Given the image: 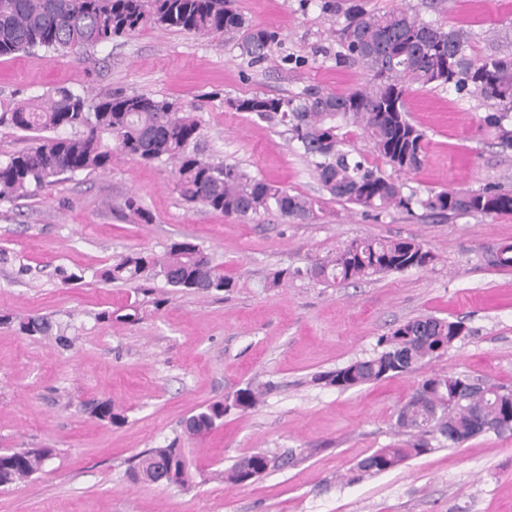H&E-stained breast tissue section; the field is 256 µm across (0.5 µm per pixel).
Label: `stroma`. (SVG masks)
I'll return each mask as SVG.
<instances>
[{
	"instance_id": "1",
	"label": "stroma",
	"mask_w": 512,
	"mask_h": 512,
	"mask_svg": "<svg viewBox=\"0 0 512 512\" xmlns=\"http://www.w3.org/2000/svg\"><path fill=\"white\" fill-rule=\"evenodd\" d=\"M324 0H231L247 29L277 32L266 61L243 54L245 31L194 35L149 27L91 51L90 62L42 51L0 57V112L57 87L146 93L194 112L200 156L237 164L250 176L317 201L316 218L288 223L274 213L226 217L184 203L171 165L114 160L35 195L0 202V314H47L66 335L64 349L0 325V450L49 446L47 471L0 488V512H512V430L485 432L461 445L432 443L426 454L357 482L340 480L352 464L396 443L398 408L431 374H465L512 389V269L491 266L512 243V215L366 213L332 198L290 139L287 126L230 108L251 95L292 96L310 87L345 93L365 84L358 67L337 65L342 16ZM407 3L424 19L475 33L476 54L512 41V0H365L385 12ZM504 106L424 89L407 101L426 135V158L402 180L420 196L498 184L512 189V149L485 123ZM135 198L143 223L124 206ZM358 238H408L431 250L427 267L329 286L303 277L261 285L276 268H306ZM203 245L233 293H185L155 280L149 293L105 284L104 266L175 241ZM81 280L62 283L59 269ZM164 306L132 326L97 321L131 301ZM433 315L466 326L452 348L410 373L341 391L315 374L373 355L380 336ZM266 387L253 412L187 443L199 477L188 490L127 475L136 456L170 443L200 405L246 384ZM109 400L125 423L85 411ZM270 452L280 465L251 484L216 480L243 456Z\"/></svg>"
}]
</instances>
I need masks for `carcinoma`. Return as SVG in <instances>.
<instances>
[{
	"label": "carcinoma",
	"mask_w": 512,
	"mask_h": 512,
	"mask_svg": "<svg viewBox=\"0 0 512 512\" xmlns=\"http://www.w3.org/2000/svg\"><path fill=\"white\" fill-rule=\"evenodd\" d=\"M340 51L336 64L356 65L367 82L346 93L308 88L288 97L253 95L228 101L237 112L254 113L288 126L291 139L314 164L316 177L333 197L381 213L389 209L412 211L413 206L439 215H512V191L486 185L478 190H455L418 196L406 184L384 176L367 159L353 154L342 126L365 134L374 153L400 173H410L424 162L425 134L407 118L406 99L414 92L442 88L464 96H479L512 105V44L492 54L473 53L474 34L448 29L423 19L410 7L384 13L351 0L343 11ZM175 28L199 35L238 32L245 27L242 14L228 0H0V57H16L38 50L88 57V51L146 27ZM277 34L255 27L242 44L251 59L268 57ZM509 112H492L486 123L500 144L512 147ZM36 133L34 143L0 161V201L28 196L83 171H107L112 161L127 157L144 163L173 165L174 188L187 204L214 213L248 218L275 212L285 221L304 222L314 203L304 195L247 175L237 165L213 162L191 149L199 124L194 113L167 98L118 93L94 98L65 87L14 104L0 113V122ZM435 256L413 239H355L332 257L316 260L296 276L327 284L356 281L369 276L423 268ZM162 277L177 291H227L237 287L233 277L213 263L202 245L175 241L159 256L139 251L103 267L104 283H145ZM147 311L136 304L98 313L111 325H134ZM1 324H13L23 336L52 338L61 347L72 345L48 318L30 314L0 315ZM460 321L420 316L401 324L379 339L381 351L319 376L339 390H348L384 378L406 374L444 355L463 334ZM465 376L435 374L424 379L398 410V432L413 441L379 448L363 457L343 475L348 482L389 471L407 459L430 450L429 440L461 445L487 430L512 427V390L495 387L482 395ZM262 391L248 385L232 400L210 402L182 421L189 440L203 438L224 425L231 410H254ZM91 415L121 425L125 415L110 401L91 408ZM56 456L51 447L0 452V487H9L44 472ZM163 462L168 485L190 489L195 484L191 462L176 437L164 447L149 448L137 456L135 480L151 475ZM277 459L256 452L224 470V480L247 484L275 467Z\"/></svg>",
	"instance_id": "obj_1"
}]
</instances>
